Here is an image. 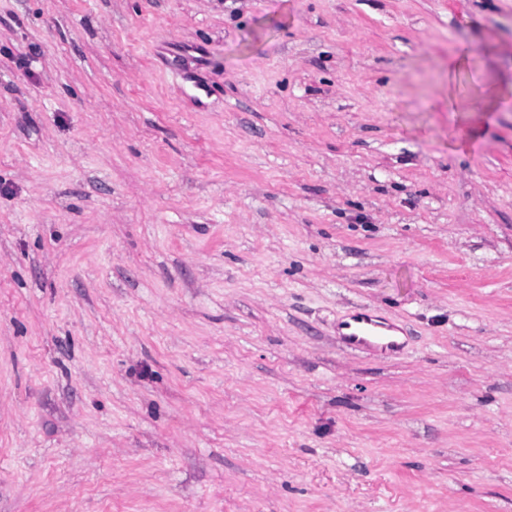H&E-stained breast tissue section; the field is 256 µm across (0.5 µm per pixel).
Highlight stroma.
<instances>
[{"label": "stroma", "instance_id": "35a3bbf8", "mask_svg": "<svg viewBox=\"0 0 512 512\" xmlns=\"http://www.w3.org/2000/svg\"><path fill=\"white\" fill-rule=\"evenodd\" d=\"M474 69L512 0H0V512H512ZM487 94L483 90H477L475 93L469 97L468 106L461 111L455 109L452 105V101L454 98V92H448V109H452V112H466V125L461 127L456 133L455 137L459 141H469L474 140L478 133L479 127L483 124H487L493 121L492 109L488 108L485 104L482 107L478 106L472 101L476 97H480L484 100V97ZM346 329L352 330L350 334H340L343 341L352 346H360L363 344H369L367 337H376V326L373 322L372 316L366 313H359L353 316L352 323L348 322L344 325Z\"/></svg>", "mask_w": 512, "mask_h": 512}]
</instances>
